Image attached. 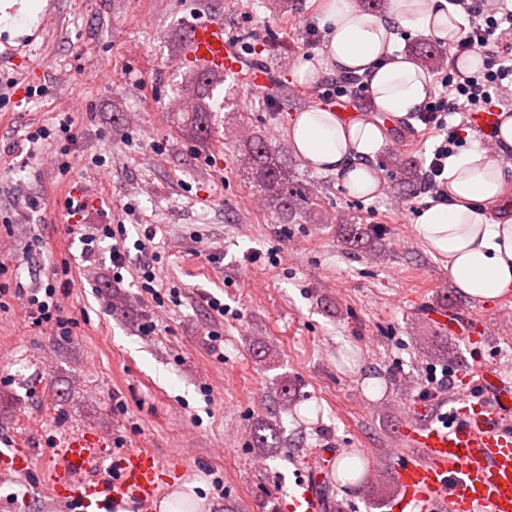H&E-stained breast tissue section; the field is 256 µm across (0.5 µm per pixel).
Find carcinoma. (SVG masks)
Wrapping results in <instances>:
<instances>
[{"mask_svg": "<svg viewBox=\"0 0 512 512\" xmlns=\"http://www.w3.org/2000/svg\"><path fill=\"white\" fill-rule=\"evenodd\" d=\"M413 52L423 68L439 69L448 65L447 55L430 43L419 44ZM212 84L213 77L194 72L192 85L182 89L179 100L184 111L191 113V127L201 136L208 132L209 105L206 99ZM239 151L240 165L252 175L256 191L277 214L286 218L298 216L308 222L316 220L315 213L306 207V188L298 182L288 164V143H272L260 134L244 130L239 135ZM397 166L399 189L410 193L421 186L423 172L414 159L402 157L397 160ZM336 223L345 226L347 244L358 249L369 246L373 233L368 226L358 223L350 215L337 217ZM266 430H273V426L265 421L254 431V447L259 455L267 454L272 447L268 435L264 434Z\"/></svg>", "mask_w": 512, "mask_h": 512, "instance_id": "1", "label": "carcinoma"}]
</instances>
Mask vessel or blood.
I'll return each instance as SVG.
<instances>
[{"label": "vessel or blood", "instance_id": "vessel-or-blood-1", "mask_svg": "<svg viewBox=\"0 0 512 512\" xmlns=\"http://www.w3.org/2000/svg\"><path fill=\"white\" fill-rule=\"evenodd\" d=\"M182 60L208 75L248 71L255 87L269 84L265 67L247 66L226 35L223 19L194 22ZM461 405L436 399L415 407L390 451L397 492L390 512H512V377L495 368L467 377ZM105 437H67L47 473L52 495L81 512H153L167 465L150 448L113 457ZM322 474H296L288 487L291 512H323Z\"/></svg>", "mask_w": 512, "mask_h": 512}]
</instances>
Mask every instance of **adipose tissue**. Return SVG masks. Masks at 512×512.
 Listing matches in <instances>:
<instances>
[{
  "mask_svg": "<svg viewBox=\"0 0 512 512\" xmlns=\"http://www.w3.org/2000/svg\"><path fill=\"white\" fill-rule=\"evenodd\" d=\"M396 22L445 43L456 41L465 26L448 0H389L384 14L352 0H326L321 18L328 65L366 76L375 111L400 119L420 108L431 78L414 59L395 54ZM290 140L307 164L341 175L350 195L379 191L368 161L384 131L370 118L347 123L327 110L304 111L291 124ZM498 150L494 156L474 147L450 156L445 195L429 202L417 223L423 245L447 258L455 288L477 300L512 292V221L494 223L489 216L490 206L512 190L501 168L503 155L512 153V114L502 116Z\"/></svg>",
  "mask_w": 512,
  "mask_h": 512,
  "instance_id": "ef3b65f1",
  "label": "adipose tissue"
}]
</instances>
